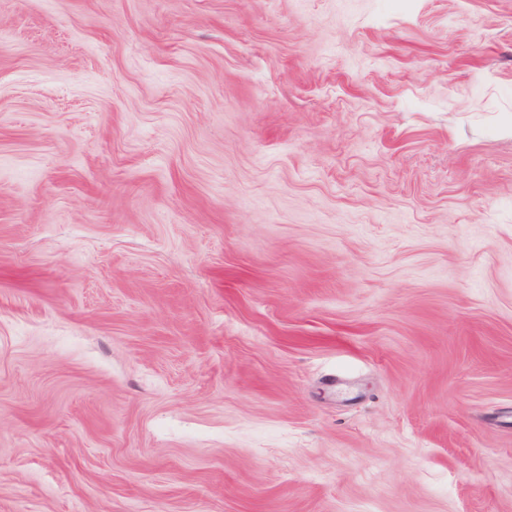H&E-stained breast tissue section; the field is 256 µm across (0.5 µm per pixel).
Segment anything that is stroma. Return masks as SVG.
<instances>
[{"mask_svg":"<svg viewBox=\"0 0 512 512\" xmlns=\"http://www.w3.org/2000/svg\"><path fill=\"white\" fill-rule=\"evenodd\" d=\"M0 512H512V0H0Z\"/></svg>","mask_w":512,"mask_h":512,"instance_id":"stroma-1","label":"stroma"}]
</instances>
